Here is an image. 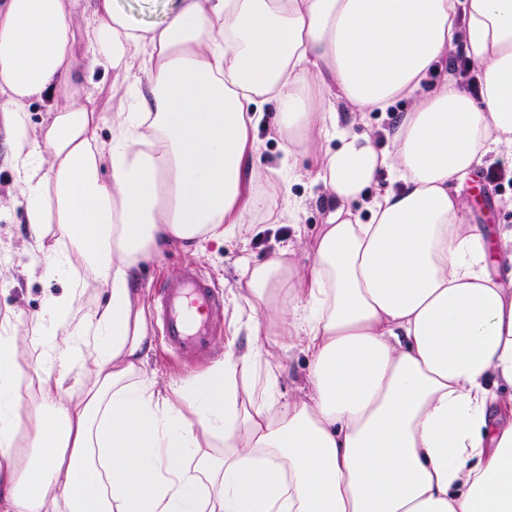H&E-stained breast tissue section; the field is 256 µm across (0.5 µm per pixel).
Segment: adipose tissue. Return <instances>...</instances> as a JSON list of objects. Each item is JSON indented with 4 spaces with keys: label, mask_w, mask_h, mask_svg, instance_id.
<instances>
[{
    "label": "adipose tissue",
    "mask_w": 512,
    "mask_h": 512,
    "mask_svg": "<svg viewBox=\"0 0 512 512\" xmlns=\"http://www.w3.org/2000/svg\"><path fill=\"white\" fill-rule=\"evenodd\" d=\"M82 46L138 76L106 142ZM459 53L478 95L439 71ZM401 98L392 152L341 124ZM269 107L328 191L313 262L242 259L249 350L159 386L141 265L297 217L256 190ZM0 133L42 273L71 279L35 322L25 415L0 322V512H512V403L488 386L512 385V272L486 269L496 243L512 263V226L463 203L485 157L512 162V0H169L150 24L119 0H0ZM385 169L396 185L362 220ZM84 272L105 287L86 312ZM279 340L309 360L302 396L279 389Z\"/></svg>",
    "instance_id": "ef3b65f1"
}]
</instances>
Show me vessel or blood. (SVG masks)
<instances>
[{"mask_svg":"<svg viewBox=\"0 0 512 512\" xmlns=\"http://www.w3.org/2000/svg\"><path fill=\"white\" fill-rule=\"evenodd\" d=\"M159 301L163 335L169 346L190 357L206 356L224 301L199 267L186 265L175 279L160 286Z\"/></svg>","mask_w":512,"mask_h":512,"instance_id":"obj_1","label":"vessel or blood"}]
</instances>
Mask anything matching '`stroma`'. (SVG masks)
I'll return each mask as SVG.
<instances>
[{"label": "stroma", "mask_w": 512, "mask_h": 512, "mask_svg": "<svg viewBox=\"0 0 512 512\" xmlns=\"http://www.w3.org/2000/svg\"><path fill=\"white\" fill-rule=\"evenodd\" d=\"M258 154L256 163L264 170L258 189L270 201L284 204L297 200L302 204L295 223L267 224L260 214L247 216L241 231L226 239L222 247L205 246L188 252L179 245L164 247L156 259L145 264L139 273L138 286L148 307V331L155 353L150 367L158 382L186 378L222 357L224 343L236 336L238 348H247L249 339L244 317L238 310L243 293L238 260L252 255L262 258L274 253L284 243H292L293 259L300 269H308L313 260L315 243L324 222V201L327 191L314 181L308 161L288 160L280 140L269 122H262L256 132ZM13 174L7 148L0 141V321L14 324L27 359L39 354L33 344L32 326L48 296L63 294L70 286L68 277H44L40 254L31 246L24 206L15 202ZM482 199L467 203L466 217L473 224L512 225V185L483 184ZM193 262L224 298V311L213 338L212 352L202 358H191L175 352L162 336L158 315L157 288L174 279L183 265ZM271 360L277 366L282 393L298 394L308 372L307 357L295 349L273 348Z\"/></svg>", "instance_id": "1"}]
</instances>
